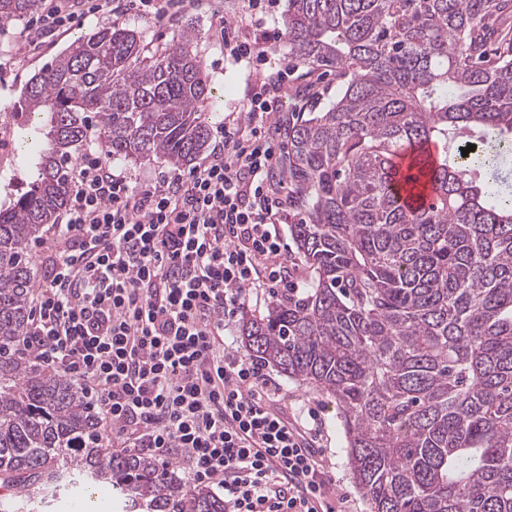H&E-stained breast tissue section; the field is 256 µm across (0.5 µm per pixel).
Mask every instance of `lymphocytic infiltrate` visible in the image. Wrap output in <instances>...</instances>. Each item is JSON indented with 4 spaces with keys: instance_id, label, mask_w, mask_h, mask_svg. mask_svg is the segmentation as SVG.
<instances>
[{
    "instance_id": "obj_1",
    "label": "lymphocytic infiltrate",
    "mask_w": 512,
    "mask_h": 512,
    "mask_svg": "<svg viewBox=\"0 0 512 512\" xmlns=\"http://www.w3.org/2000/svg\"><path fill=\"white\" fill-rule=\"evenodd\" d=\"M277 6L249 0L229 41L266 75L209 160L140 191L100 158L71 167L62 246L32 282L22 346L93 399L103 447L180 456L191 480L223 489L225 512H334L336 474L312 433L274 409L263 366L223 340L248 289L295 293L301 281L281 244L288 197L269 123L290 70L250 35ZM77 20L54 0L29 19L25 42L37 48Z\"/></svg>"
}]
</instances>
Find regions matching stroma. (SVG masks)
Returning <instances> with one entry per match:
<instances>
[{
	"label": "stroma",
	"mask_w": 512,
	"mask_h": 512,
	"mask_svg": "<svg viewBox=\"0 0 512 512\" xmlns=\"http://www.w3.org/2000/svg\"><path fill=\"white\" fill-rule=\"evenodd\" d=\"M247 0H186L179 17L157 21L137 12L113 13L110 6L89 16L83 24L68 32L47 38L39 51L31 52L22 44L24 19L0 25V113L10 111L21 97L31 77L50 63L72 42L102 24L133 26L143 35L142 54L149 57L163 52L178 41L184 32L194 34V48L208 78L211 95L202 110L211 127L223 124L231 112L246 109L249 94L257 84L254 66L236 62L224 47L222 26L234 23L247 9ZM338 85L332 73H306L297 69L288 81V94L282 102L280 118L292 112H307L335 100ZM266 373L279 389L275 407L285 416L312 408L319 414L317 445L326 451L327 460L336 473L339 491L345 495L343 512H368L365 500L354 483L346 462L341 409L328 394L303 382L288 378L273 366Z\"/></svg>",
	"instance_id": "obj_1"
}]
</instances>
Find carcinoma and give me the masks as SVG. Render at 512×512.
I'll return each mask as SVG.
<instances>
[{
  "instance_id": "cac0c4a2",
  "label": "carcinoma",
  "mask_w": 512,
  "mask_h": 512,
  "mask_svg": "<svg viewBox=\"0 0 512 512\" xmlns=\"http://www.w3.org/2000/svg\"><path fill=\"white\" fill-rule=\"evenodd\" d=\"M36 4L0 0V20ZM511 18L512 0H288L291 59L340 90L286 129L290 231L311 281L244 320L241 341L339 402L369 512H512ZM208 95L192 36L146 60L141 32L109 25L12 107L46 116L15 156L37 178L0 206V488L30 506L80 483L90 510L110 485L141 512H224L155 457L101 447L86 392L19 345L27 245L65 207L72 151L97 127L110 159L190 165L210 141ZM427 186L428 206L407 204Z\"/></svg>"
}]
</instances>
